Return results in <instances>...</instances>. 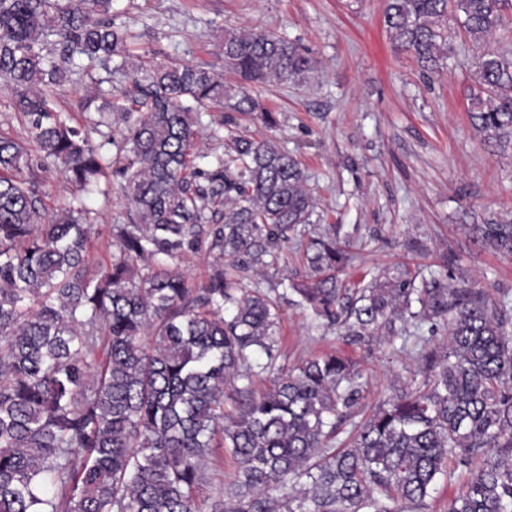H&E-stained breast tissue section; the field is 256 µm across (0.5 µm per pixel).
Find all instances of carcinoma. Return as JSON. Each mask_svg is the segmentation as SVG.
<instances>
[{
  "label": "carcinoma",
  "instance_id": "cac0c4a2",
  "mask_svg": "<svg viewBox=\"0 0 512 512\" xmlns=\"http://www.w3.org/2000/svg\"><path fill=\"white\" fill-rule=\"evenodd\" d=\"M114 0H0V80L27 143L0 134V512H201L214 449L235 470L208 512H395L422 505L439 480L469 470L448 512H512V305L492 300L449 260L438 276L407 270L349 290L348 244L310 239L308 271L287 292L247 290L265 275L316 200L298 160L271 138L235 131L236 115L272 128L249 93L207 64L132 52ZM512 0H387L392 43L435 72L448 11L483 45ZM224 68L246 82L302 83L315 60L269 31H224ZM112 67L131 86L108 157L86 128L51 107L48 89L79 66ZM190 99L192 108L184 104ZM468 113L484 145L512 142V59L477 57ZM222 113L199 150L200 114ZM227 130V135L220 131ZM54 164L87 194L116 184L128 201L112 260L91 268L81 197L50 210L39 171ZM473 241L512 256V221L471 225ZM213 257L207 285L179 262ZM358 341L413 320L448 324L444 355L418 350L411 381L350 431L361 398L352 363L326 354L276 365L283 301ZM269 375L257 394L254 380ZM232 400L233 411L224 410Z\"/></svg>",
  "mask_w": 512,
  "mask_h": 512
}]
</instances>
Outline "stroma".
<instances>
[{"label": "stroma", "instance_id": "1", "mask_svg": "<svg viewBox=\"0 0 512 512\" xmlns=\"http://www.w3.org/2000/svg\"><path fill=\"white\" fill-rule=\"evenodd\" d=\"M138 47L190 63H211L231 86L219 37L229 28L266 29L307 49L317 62L300 84L246 85L277 125L244 121L249 133L271 134L301 163L317 199L318 222L299 226L280 254L274 278H303L304 246L311 233H338L349 242L341 279L352 288L373 275L410 269L437 270L443 256L490 298L512 299V256L473 244L469 227L490 219L512 220V146L488 151L468 118L467 93L475 83L476 46L453 39L440 73L423 77L405 52L395 50L383 24L384 0H114ZM91 83L75 71L56 88L58 109L75 122L99 119L123 128L120 113L104 112V95L124 82L106 78L103 97L88 100ZM92 265L108 264L113 225L127 202L119 191L90 195ZM279 358L293 366L336 352L363 376L354 408L364 419L418 377L417 345L443 351L448 327L423 322L414 339L353 341L339 331L314 328L310 311L283 305Z\"/></svg>", "mask_w": 512, "mask_h": 512}]
</instances>
